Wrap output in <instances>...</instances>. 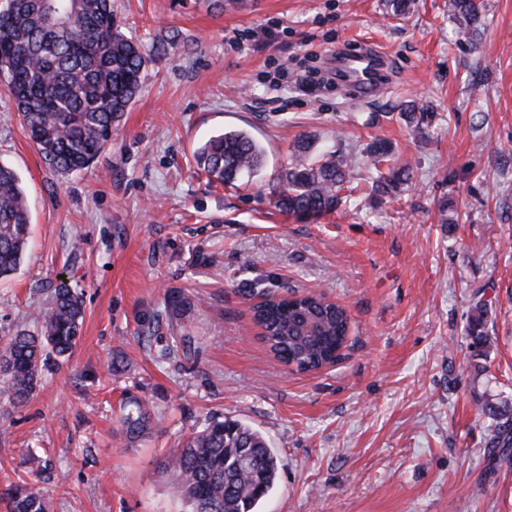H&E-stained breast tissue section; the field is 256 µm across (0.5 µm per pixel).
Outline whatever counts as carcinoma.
<instances>
[{"mask_svg": "<svg viewBox=\"0 0 512 512\" xmlns=\"http://www.w3.org/2000/svg\"><path fill=\"white\" fill-rule=\"evenodd\" d=\"M0 6V77L29 138L48 167L61 176L88 168L111 141L112 131L138 96L151 55L121 30L112 0H49L60 22H48L43 0H3ZM482 0H448L449 15L478 32ZM196 162L214 182L233 185L255 175L264 152L243 130H224L196 151ZM353 179L351 163L334 152L309 157L300 140L295 158L279 176L275 206L311 218L336 211ZM410 180L403 168L371 181L373 193L389 194ZM30 214L18 174L0 165V278L16 272L26 252ZM253 320L275 358L299 372L336 362L349 329L339 304L320 294H291L252 307ZM82 301L68 284L54 291L41 335L18 332L0 343V400L15 408L34 392L50 355L77 345ZM119 422L131 443L151 429L153 418L135 397L125 399ZM491 444L512 447L504 420ZM165 468L176 474L188 512H258L275 487L279 464L262 435L233 419H213L171 454ZM8 512H48L40 493L24 481L4 492Z\"/></svg>", "mask_w": 512, "mask_h": 512, "instance_id": "carcinoma-1", "label": "carcinoma"}]
</instances>
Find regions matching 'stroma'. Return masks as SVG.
Here are the masks:
<instances>
[{
    "instance_id": "stroma-1",
    "label": "stroma",
    "mask_w": 512,
    "mask_h": 512,
    "mask_svg": "<svg viewBox=\"0 0 512 512\" xmlns=\"http://www.w3.org/2000/svg\"><path fill=\"white\" fill-rule=\"evenodd\" d=\"M484 5L474 37L448 0H112L152 60L111 142L67 176L0 81V164L30 212L24 260L0 279V338L38 333L60 283L84 300L71 355L0 409V490L25 480L50 512H185L163 462L226 417L278 457L261 512H512V461L490 446L493 411L512 410V0ZM364 43L389 59L380 93L283 80ZM227 128L266 151L232 187L193 157ZM303 137L312 155L359 159L363 179L384 142L411 179L316 219L282 213L278 174ZM294 291L350 317L341 358L314 372L274 359L251 319ZM127 396L155 421L134 444L117 419Z\"/></svg>"
}]
</instances>
